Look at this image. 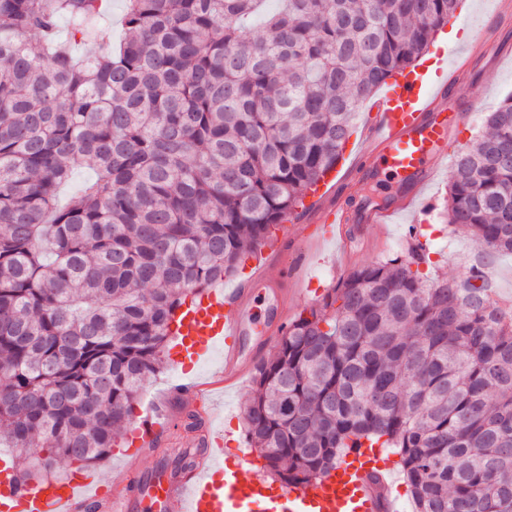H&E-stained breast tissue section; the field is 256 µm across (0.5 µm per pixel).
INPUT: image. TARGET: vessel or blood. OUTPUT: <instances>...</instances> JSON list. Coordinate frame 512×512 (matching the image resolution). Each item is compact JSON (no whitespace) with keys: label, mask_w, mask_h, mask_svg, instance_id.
I'll list each match as a JSON object with an SVG mask.
<instances>
[{"label":"vessel or blood","mask_w":512,"mask_h":512,"mask_svg":"<svg viewBox=\"0 0 512 512\" xmlns=\"http://www.w3.org/2000/svg\"><path fill=\"white\" fill-rule=\"evenodd\" d=\"M447 63H439L431 74L407 77L396 74L372 106L371 121L363 134V158L382 160L387 168L411 188L392 203L359 211L346 204L325 205L336 189L340 174H330L305 194L301 207L320 209L319 234L325 241L349 248V227L367 224L376 227L379 238H387L394 216L417 204L414 188L424 186L436 168L448 157V136L465 125L480 103L450 111L438 104L440 92L452 91ZM248 276L236 288L218 292L203 290L186 303L180 320L170 332L179 336L187 357L200 361L207 350H224L226 380L238 378L239 361L258 362L271 338L287 327L288 311L277 306L267 337L246 347V307L255 291L279 287L288 282L295 292L303 284L295 268L280 265L272 257L246 261ZM369 460L342 462L313 483L301 486L275 485L256 478L242 480L238 471L225 467L223 448L213 449L186 474L167 479L152 478L149 492L158 495L161 512H243L253 502L262 501L269 512H278L280 500H288L295 512H384L370 476ZM132 480L130 471L116 473L108 483L96 477L50 478L39 483L20 484L10 462L0 463V512H85L95 503L98 512H132L134 500L124 492Z\"/></svg>","instance_id":"1"}]
</instances>
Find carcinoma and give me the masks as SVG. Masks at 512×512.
Listing matches in <instances>:
<instances>
[{"instance_id": "carcinoma-1", "label": "carcinoma", "mask_w": 512, "mask_h": 512, "mask_svg": "<svg viewBox=\"0 0 512 512\" xmlns=\"http://www.w3.org/2000/svg\"><path fill=\"white\" fill-rule=\"evenodd\" d=\"M265 2L124 0L114 47L108 0H0V448L107 456L186 296L273 238L459 6ZM447 211L512 253V98L456 151ZM254 384L248 442L285 485L377 445L414 512H512V305L479 267L419 245L349 270Z\"/></svg>"}]
</instances>
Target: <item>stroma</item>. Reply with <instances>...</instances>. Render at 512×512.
<instances>
[{"mask_svg": "<svg viewBox=\"0 0 512 512\" xmlns=\"http://www.w3.org/2000/svg\"><path fill=\"white\" fill-rule=\"evenodd\" d=\"M512 0H462L450 18L448 30L454 31L455 39L445 40L436 36L428 54L438 57L446 49L458 52L461 60L454 69L461 84L465 85L469 98L489 97L490 107L512 96V10L502 12L503 4ZM501 12L502 20L495 32L479 46H472V28L484 15ZM450 170H439L435 178L422 191L421 197L430 201V208L405 213L398 224L390 229L391 243L383 249L375 243H363L352 257H345L330 243L310 242L303 253H287L283 260L296 264L309 287L302 296L288 299L292 315L314 305L327 288L337 284L351 268L362 263L396 257L412 242L415 233L424 234L430 243L439 271L445 275L458 274L471 258L483 254L484 249L472 236L461 237L446 223L442 205L448 193ZM406 190L405 185L384 168L349 186L347 194L351 203H359L363 197L378 202L396 199ZM224 364L222 354H212L205 362L181 373L173 365L170 356H163L159 369L147 376L143 391L134 405L132 423L145 418L167 423L168 429L160 441L141 448L138 454L125 455L120 448H112L101 461L89 464L88 469L100 479L107 480L122 469L131 468L143 475L162 470L166 462L186 448L197 447L200 438L211 432L229 434L231 441L225 452L229 458L245 456L249 466L242 470L245 478L264 476V461L253 453L245 437L244 414L254 392L252 375H244L231 388L214 394L209 399L190 400L175 391V385L184 381L194 383L207 381ZM196 414L203 422L202 430L190 432L184 423L188 414Z\"/></svg>", "mask_w": 512, "mask_h": 512, "instance_id": "35a3bbf8", "label": "stroma"}]
</instances>
